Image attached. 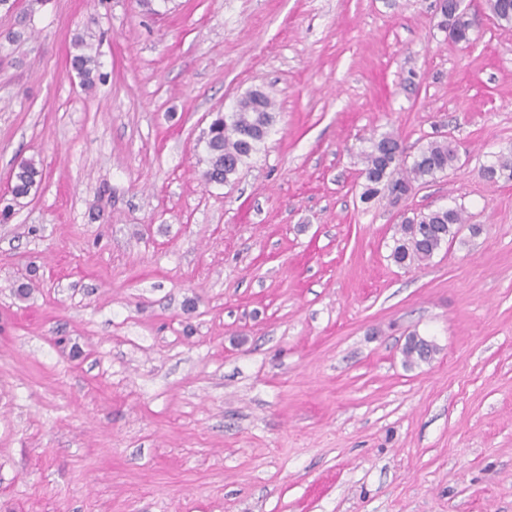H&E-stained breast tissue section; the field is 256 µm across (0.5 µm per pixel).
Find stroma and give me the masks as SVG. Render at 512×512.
<instances>
[{"label": "stroma", "instance_id": "35a3bbf8", "mask_svg": "<svg viewBox=\"0 0 512 512\" xmlns=\"http://www.w3.org/2000/svg\"><path fill=\"white\" fill-rule=\"evenodd\" d=\"M463 6L468 43L436 0L0 8V512H512V182L482 178L512 150V26ZM255 88L270 135L206 182L203 131ZM385 133L458 160L362 202ZM445 207L480 234L395 264ZM73 49L71 66L81 80L84 87H92L94 84V71L97 67L96 57L91 53L92 47L89 46L83 37L77 35L73 39ZM42 181V172L32 161H21L12 174L11 195L18 201L35 194ZM427 345L418 346L417 344H406L402 350L405 362L408 365L419 364L422 362H430L436 353L438 347L433 340L426 339Z\"/></svg>", "mask_w": 512, "mask_h": 512}]
</instances>
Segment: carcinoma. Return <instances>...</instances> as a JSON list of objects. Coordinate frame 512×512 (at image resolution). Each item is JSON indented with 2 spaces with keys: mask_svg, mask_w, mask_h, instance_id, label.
<instances>
[{
  "mask_svg": "<svg viewBox=\"0 0 512 512\" xmlns=\"http://www.w3.org/2000/svg\"><path fill=\"white\" fill-rule=\"evenodd\" d=\"M487 9L493 17L512 24V0H487ZM71 66L81 80V85L94 84L96 57L83 37L77 35L72 43ZM275 123V102L265 91L250 90L242 96L233 110L216 114L204 132L208 155V168L204 178L209 183L228 184L235 180L239 169L248 164L252 155L268 136ZM457 156L446 141H432L420 148L412 162L405 161L399 139L384 134L371 141L364 153V174L361 198L369 201L384 188L390 192L404 191L413 185L427 184L453 167ZM487 168L496 172L497 180L512 182V151L495 156ZM42 181V171L33 162L22 161L13 171L11 195L18 201L37 192ZM463 218L456 208H440L399 225L391 258L399 265L428 263L445 244L458 239ZM438 347L432 340L427 345L407 344L402 350L409 365L431 361Z\"/></svg>",
  "mask_w": 512,
  "mask_h": 512,
  "instance_id": "cac0c4a2",
  "label": "carcinoma"
}]
</instances>
